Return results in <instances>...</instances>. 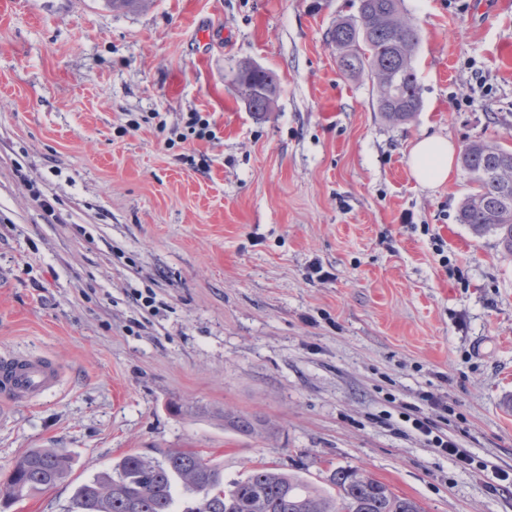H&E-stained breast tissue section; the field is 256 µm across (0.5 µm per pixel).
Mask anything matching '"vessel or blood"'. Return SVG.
Segmentation results:
<instances>
[{"mask_svg": "<svg viewBox=\"0 0 512 512\" xmlns=\"http://www.w3.org/2000/svg\"><path fill=\"white\" fill-rule=\"evenodd\" d=\"M59 365L51 358L7 353L0 356V401L27 405L57 388Z\"/></svg>", "mask_w": 512, "mask_h": 512, "instance_id": "b4317fda", "label": "vessel or blood"}]
</instances>
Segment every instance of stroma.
Masks as SVG:
<instances>
[{"instance_id": "1", "label": "stroma", "mask_w": 512, "mask_h": 512, "mask_svg": "<svg viewBox=\"0 0 512 512\" xmlns=\"http://www.w3.org/2000/svg\"><path fill=\"white\" fill-rule=\"evenodd\" d=\"M358 5L0 0V354L62 370L0 420V479L31 448L72 457L6 512H66L168 449L228 482L351 466L425 512H512V260L458 222L469 174L429 188L408 164L425 135L512 148V0H403L423 106L401 125L325 39ZM244 62L278 76L268 113L234 90ZM192 112L212 137L171 140ZM430 394L470 468L402 415L436 418ZM224 426L247 436L259 435L266 429L264 422L256 416L227 411L224 413Z\"/></svg>"}]
</instances>
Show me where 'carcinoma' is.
Returning a JSON list of instances; mask_svg holds the SVG:
<instances>
[{"instance_id":"cac0c4a2","label":"carcinoma","mask_w":512,"mask_h":512,"mask_svg":"<svg viewBox=\"0 0 512 512\" xmlns=\"http://www.w3.org/2000/svg\"><path fill=\"white\" fill-rule=\"evenodd\" d=\"M327 39L336 48L343 74L368 77L375 92L373 105L388 123H405L421 111L414 66L418 29L402 0H359L358 16L336 20ZM234 81L250 110L269 111L277 90L273 72L244 64ZM460 160L477 188L461 203L459 223L478 236L495 235L501 255L512 259V151L475 141L464 148ZM224 426L247 436L266 429L256 416L227 411ZM161 456L151 460L137 452L124 455L112 471L78 485L67 512H178L179 486L195 495V505L185 512H424L417 501L360 468L329 469L326 490L266 464L226 485L224 471L198 452L166 450ZM69 471L65 451L31 448L15 460L0 484V498L22 499L50 489Z\"/></svg>"}]
</instances>
